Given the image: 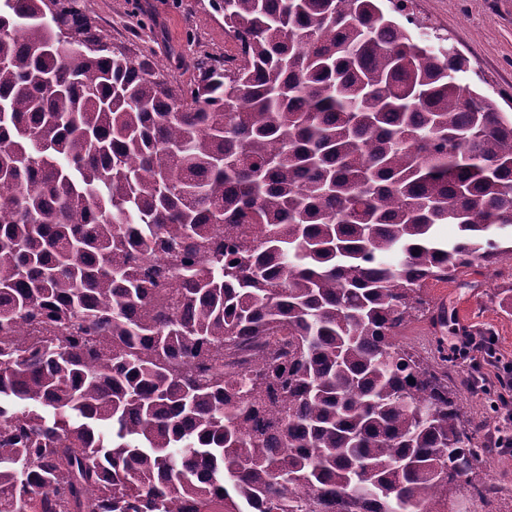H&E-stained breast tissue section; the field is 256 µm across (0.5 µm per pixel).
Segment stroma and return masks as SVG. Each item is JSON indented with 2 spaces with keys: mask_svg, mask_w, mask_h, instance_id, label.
Listing matches in <instances>:
<instances>
[{
  "mask_svg": "<svg viewBox=\"0 0 512 512\" xmlns=\"http://www.w3.org/2000/svg\"><path fill=\"white\" fill-rule=\"evenodd\" d=\"M210 0H83L88 15L108 43L153 58L172 81L187 82L201 55L231 54L235 45L224 32V18ZM409 10L428 38H447L469 61L464 79L471 88L493 97L502 111L512 113V0H411ZM183 51V66L168 65L170 48ZM512 288V258L495 272L467 269L448 282H430L426 294L448 310L464 314L468 327L487 329L494 347L512 362V309L503 307L501 294ZM496 366L484 369L480 393L461 391L459 403L469 415H490L493 434L512 432L505 410L489 413L484 390L498 391ZM479 474L497 494L491 503L469 498L464 491L451 496L453 512H512V454L484 458Z\"/></svg>",
  "mask_w": 512,
  "mask_h": 512,
  "instance_id": "1",
  "label": "stroma"
}]
</instances>
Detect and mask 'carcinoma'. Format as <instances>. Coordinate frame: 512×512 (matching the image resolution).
Here are the masks:
<instances>
[{"mask_svg":"<svg viewBox=\"0 0 512 512\" xmlns=\"http://www.w3.org/2000/svg\"><path fill=\"white\" fill-rule=\"evenodd\" d=\"M210 5L236 53L182 84L80 0L0 8V512L490 498L470 381L400 338L512 258V116L380 0Z\"/></svg>","mask_w":512,"mask_h":512,"instance_id":"carcinoma-1","label":"carcinoma"}]
</instances>
